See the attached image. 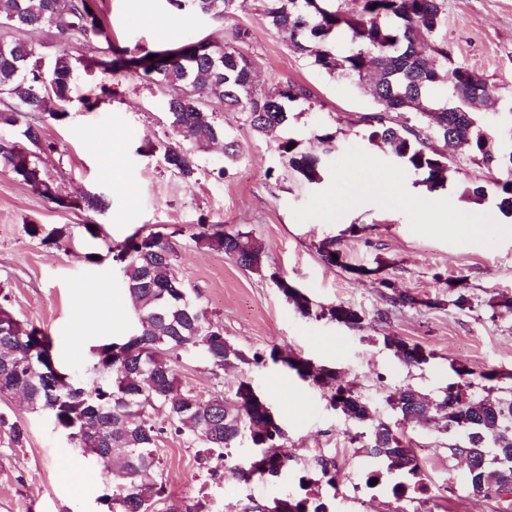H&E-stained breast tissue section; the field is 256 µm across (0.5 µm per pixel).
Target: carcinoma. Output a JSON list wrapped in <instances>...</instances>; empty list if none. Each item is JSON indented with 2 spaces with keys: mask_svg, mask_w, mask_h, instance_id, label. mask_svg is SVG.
I'll return each mask as SVG.
<instances>
[{
  "mask_svg": "<svg viewBox=\"0 0 512 512\" xmlns=\"http://www.w3.org/2000/svg\"><path fill=\"white\" fill-rule=\"evenodd\" d=\"M167 2L177 11L190 8L222 19L237 0ZM258 2L263 21L288 33L292 49L309 57L318 69L360 80L371 71L377 74L369 93L378 111L365 116L368 139L389 149L399 164L421 176L420 183L427 189L445 188L450 149L474 151L488 166L512 169V156L500 155L491 134L477 123L478 104L494 91L475 71L456 64L447 42L440 38L447 21L445 0H359L351 12L331 6L328 0ZM0 26L15 31L47 27L68 44L101 33L94 0H0ZM250 38L249 29L238 27L222 45L203 42L185 52L112 46V59L102 62L75 59L65 47L46 71L32 45L0 34V97L9 99L0 109V129L19 128L27 141L23 145L0 134V165L41 195L64 204L42 168V155L54 146L45 140L43 126L32 122V116L66 118L73 102L71 86L79 71L102 65L167 88L165 112L176 140L154 144L151 150L160 152L172 175L186 184L195 182L198 156L212 145L224 142V157L229 161L239 154V145L226 139L224 128L207 112L204 101L224 102L225 108L241 113L261 137L288 126L290 104L311 98L310 89L296 82L267 91L257 88L254 61L239 49ZM442 82L448 86L445 99L432 96V88ZM50 100L55 103L53 110L47 109ZM393 112L398 118L391 117ZM314 140L304 147L302 141L288 137L278 144V152L288 170L310 184H319L325 173L324 157L335 148L336 135L325 129ZM497 195L500 211L512 215V180L498 184ZM192 236L223 252L245 271H265L264 247L248 233H212L207 225L198 224ZM108 253L121 264L125 291L135 303L133 333L121 342L93 345L89 356L95 376L88 384L78 383L52 369L51 337L19 320L4 295L0 297V395H20L30 411L51 417L85 458H107L112 494L101 500L108 503L109 512H154L153 506L165 493L154 448L159 435L168 429L189 432L206 458L246 481L278 476L287 463L277 452L284 447L285 433L249 381L242 379L232 394L216 393L207 401L190 389L176 391L174 365L184 353H200L215 373L227 367L258 365L263 355L250 356L236 348L218 322L189 296L176 276L175 252L161 233H136ZM270 279L305 318L347 326L362 321L360 311L349 305H315L278 271L271 272ZM384 343L410 365L429 360L417 345L390 336ZM269 357L284 363L302 380L327 389L329 405L342 402L339 411L349 419L371 424L373 453L420 479L410 444L388 423L373 418L361 392L336 381V369L285 356L275 347ZM453 371L458 381L448 384L435 399L407 387L390 394L387 401L404 420L415 418L416 408L427 406L428 415L442 420L443 430L466 433L469 455L483 460V467L471 475V488L487 496L512 485V388L500 389L499 396L466 401L464 389L471 387L473 371L463 366ZM159 407L166 409L163 422L154 416ZM244 443L252 451L232 455L231 449ZM281 502V509L274 502L270 507L276 512H320L309 495L292 500L284 497Z\"/></svg>",
  "mask_w": 512,
  "mask_h": 512,
  "instance_id": "carcinoma-1",
  "label": "carcinoma"
}]
</instances>
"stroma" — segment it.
Masks as SVG:
<instances>
[{
	"label": "stroma",
	"instance_id": "stroma-1",
	"mask_svg": "<svg viewBox=\"0 0 512 512\" xmlns=\"http://www.w3.org/2000/svg\"><path fill=\"white\" fill-rule=\"evenodd\" d=\"M446 5L442 35L454 60L496 90L480 109L479 124L496 141L511 143L512 0ZM96 6L103 35L75 45L89 58L105 57L113 44L150 50L202 38L221 44L235 27L249 28L245 51L255 61L260 85L292 81L313 93L290 105L289 132L308 144L320 128L330 127L336 150L325 159L323 182L305 183L285 167L278 134L254 135L240 113L212 100L208 110L240 153L230 161L212 146L199 156L198 181L185 184L147 151L167 129L163 93L127 72L93 68L72 87L69 117L44 127L55 149L44 155L43 167L67 205L0 167V288L16 316L52 337L61 370L88 381L89 349L78 337L119 341L133 329L134 306L107 251L137 232L162 233L176 251V272L189 295L223 325L232 344L266 357L260 365L216 375L200 354H184L175 366L180 387L206 400L218 391L231 393L247 377L284 429L296 459L347 443L355 456L368 455L364 442L352 440L364 425L331 409L322 389L267 354L276 346L335 367L342 382L361 391L378 420L396 426L412 448L432 458L425 469L430 512H512V491L487 497L472 492L469 472L452 478L462 463L455 451L466 446L465 434L405 423L386 402L389 393L408 386L436 397L455 381L459 365L474 372L469 396L483 395L492 383L512 385V236L506 232L512 216L499 211L495 196L474 204L462 195L466 186L489 187L512 173L488 170L480 157L449 152L447 185L433 193L431 210L422 211L413 203L426 190L418 175L368 140L363 117L376 109L369 94L292 51L287 34L262 20L256 0H239L234 14L221 21L172 12L167 0H97ZM85 98L100 104L86 111ZM383 189L389 197H380ZM30 224L62 227L67 235L46 245L27 234ZM89 224L100 225V238L86 232ZM197 224L251 233L265 247L269 270L286 275L317 305L354 306L364 315L362 323L348 327L302 317L269 278L197 244L191 237ZM459 224H483L489 232L468 238L456 233ZM329 238L343 255L341 265H327L319 255V245ZM93 253L101 262L90 261ZM378 276L389 287H376ZM95 287L106 289L107 297L95 315H83L79 304ZM460 296L468 307L455 306ZM388 336L421 346L428 362L405 364L385 346ZM488 372L496 373L495 382L485 380ZM13 422L26 432L23 444L11 440ZM198 450L187 433L164 434L158 444L165 495L183 512L207 498L224 512H255L278 497L273 479L209 476ZM111 489V476L84 460L51 418L13 397L0 398V512H103L99 498Z\"/></svg>",
	"mask_w": 512,
	"mask_h": 512
}]
</instances>
